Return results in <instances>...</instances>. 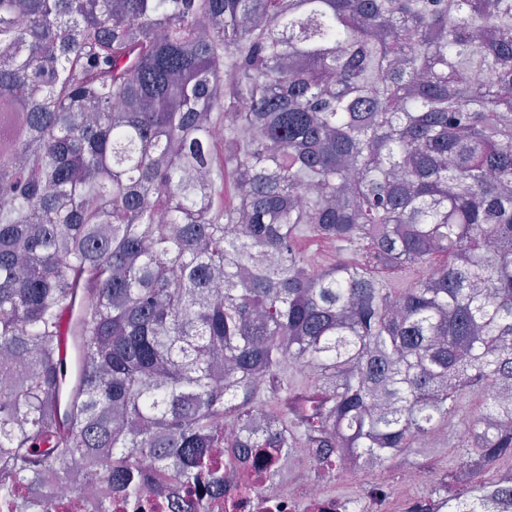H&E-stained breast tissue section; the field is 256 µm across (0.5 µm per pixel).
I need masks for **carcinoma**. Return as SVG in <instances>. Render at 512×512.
Wrapping results in <instances>:
<instances>
[{
  "label": "carcinoma",
  "instance_id": "carcinoma-1",
  "mask_svg": "<svg viewBox=\"0 0 512 512\" xmlns=\"http://www.w3.org/2000/svg\"><path fill=\"white\" fill-rule=\"evenodd\" d=\"M1 112L25 116L0 153L20 512L48 479L132 493L220 446L382 466L475 394L452 480L409 512H512V475L471 480L512 459V0H0ZM303 229L356 258L315 269ZM288 362L321 385L284 410Z\"/></svg>",
  "mask_w": 512,
  "mask_h": 512
}]
</instances>
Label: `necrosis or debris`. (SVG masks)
<instances>
[{
  "label": "necrosis or debris",
  "mask_w": 512,
  "mask_h": 512,
  "mask_svg": "<svg viewBox=\"0 0 512 512\" xmlns=\"http://www.w3.org/2000/svg\"><path fill=\"white\" fill-rule=\"evenodd\" d=\"M209 471L208 481H176L132 494L113 492L103 478L99 498L109 499V512H371L370 505L352 507L326 491L302 495L290 490L287 463H274L256 453L238 457L213 449ZM42 494L49 512H99V498L85 495L77 485L63 491L52 481Z\"/></svg>",
  "instance_id": "necrosis-or-debris-1"
}]
</instances>
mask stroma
Listing matches in <instances>:
<instances>
[{"mask_svg": "<svg viewBox=\"0 0 512 512\" xmlns=\"http://www.w3.org/2000/svg\"><path fill=\"white\" fill-rule=\"evenodd\" d=\"M462 435L459 426L441 433L428 447L415 449L407 465L389 462L326 475L307 453L297 450L292 454V485L328 490L342 500H363L378 491L389 512H407L415 500L427 494L430 484L440 482L456 469Z\"/></svg>", "mask_w": 512, "mask_h": 512, "instance_id": "1", "label": "stroma"}]
</instances>
